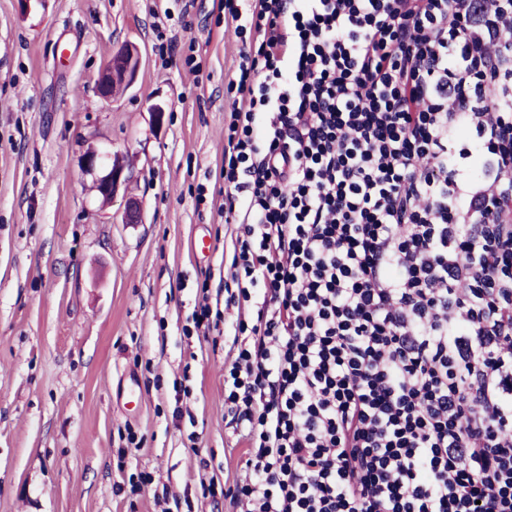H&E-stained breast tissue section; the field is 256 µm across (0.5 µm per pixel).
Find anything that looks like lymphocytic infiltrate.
<instances>
[{"label":"lymphocytic infiltrate","mask_w":512,"mask_h":512,"mask_svg":"<svg viewBox=\"0 0 512 512\" xmlns=\"http://www.w3.org/2000/svg\"><path fill=\"white\" fill-rule=\"evenodd\" d=\"M246 512H512V0H222Z\"/></svg>","instance_id":"1"}]
</instances>
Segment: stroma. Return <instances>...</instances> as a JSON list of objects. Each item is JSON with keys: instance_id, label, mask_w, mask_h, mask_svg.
Returning a JSON list of instances; mask_svg holds the SVG:
<instances>
[{"instance_id": "35a3bbf8", "label": "stroma", "mask_w": 512, "mask_h": 512, "mask_svg": "<svg viewBox=\"0 0 512 512\" xmlns=\"http://www.w3.org/2000/svg\"><path fill=\"white\" fill-rule=\"evenodd\" d=\"M130 46L134 84L102 97ZM238 50L219 0H0V512H161L165 496L239 512L245 442L224 404L237 311L183 334L201 285L226 274ZM91 147L130 173L108 204L83 171ZM130 201L142 223H123ZM138 69V58L136 54L129 49L118 52L112 61L105 67L98 78V88L104 95H112L116 89H120L121 84L112 86V82L122 80L123 83L131 84L135 78ZM112 87V89H110ZM110 90V91H109Z\"/></svg>"}]
</instances>
